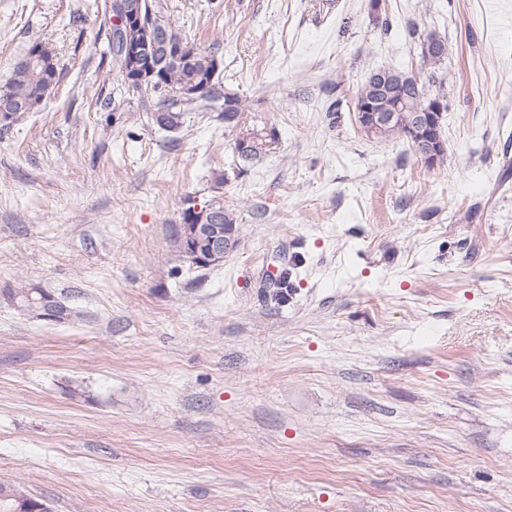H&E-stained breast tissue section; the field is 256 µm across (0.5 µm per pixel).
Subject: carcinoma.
Masks as SVG:
<instances>
[{"label": "carcinoma", "mask_w": 512, "mask_h": 512, "mask_svg": "<svg viewBox=\"0 0 512 512\" xmlns=\"http://www.w3.org/2000/svg\"><path fill=\"white\" fill-rule=\"evenodd\" d=\"M141 5L143 18L140 27L124 30L116 25L110 27L109 47L112 61L118 69H127L121 54V42L141 39L154 31L163 32L166 44L179 52V59L166 62L157 76L133 83L132 90L138 94L142 110L151 113L156 123L168 131L182 126L183 115L187 111L219 112L224 117V127L234 130L240 126L246 106L241 97L224 87L220 78L219 42H214L207 49H200L184 38L166 18L163 0H141ZM410 33L418 37L420 57L429 71L414 73L399 67H386L383 72L388 74L391 83L388 93L377 95L371 84L365 81L352 98V106L371 102L375 109L382 112H403L409 117L413 113L426 114L436 101L448 104V92L438 76V69L448 59L449 50H444V54L439 56L432 49L433 42L440 41L446 46L448 40L436 32L420 34L414 25L410 26ZM24 57L27 62L15 64L8 82L0 86V101L40 106L51 97L59 83V59L45 41L33 42ZM238 137H248L251 141L249 151L234 152L235 158L245 162L263 158L279 141L276 128L267 126L241 131ZM364 138L370 142L402 139L412 150H417V145L404 127H388L378 134H366ZM44 296L51 298L53 294L40 287H24L9 291L8 299L27 310L38 305ZM13 488L19 489L21 485L0 482V512H18L19 505L10 494Z\"/></svg>", "instance_id": "obj_1"}]
</instances>
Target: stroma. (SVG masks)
Returning a JSON list of instances; mask_svg holds the SVG:
<instances>
[{
  "label": "stroma",
  "mask_w": 512,
  "mask_h": 512,
  "mask_svg": "<svg viewBox=\"0 0 512 512\" xmlns=\"http://www.w3.org/2000/svg\"><path fill=\"white\" fill-rule=\"evenodd\" d=\"M103 2L0 0V86L37 40L61 67L0 131V481L50 512H512V0H167L279 132L242 171L216 113L112 108ZM411 23L451 48L432 169L323 110L419 70ZM190 198L235 214L219 266L175 242ZM55 298V296L48 290L40 287H24L10 290L8 299L10 302L15 303L19 308L27 310L32 306H37L42 297Z\"/></svg>",
  "instance_id": "1"
}]
</instances>
